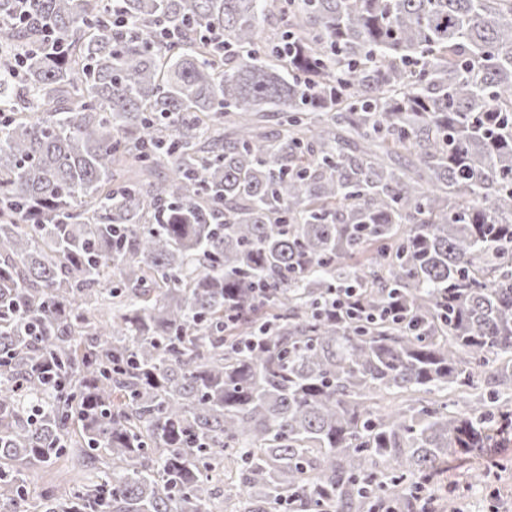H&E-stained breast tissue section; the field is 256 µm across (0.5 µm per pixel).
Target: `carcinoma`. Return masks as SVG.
I'll return each mask as SVG.
<instances>
[{
	"mask_svg": "<svg viewBox=\"0 0 512 512\" xmlns=\"http://www.w3.org/2000/svg\"><path fill=\"white\" fill-rule=\"evenodd\" d=\"M511 402L512 0H0V512H414ZM72 471V463L67 458H61L52 464L38 465L29 470V484L31 489L37 492L44 488H51L56 492H62L64 488L63 478L66 472Z\"/></svg>",
	"mask_w": 512,
	"mask_h": 512,
	"instance_id": "obj_1",
	"label": "carcinoma"
}]
</instances>
